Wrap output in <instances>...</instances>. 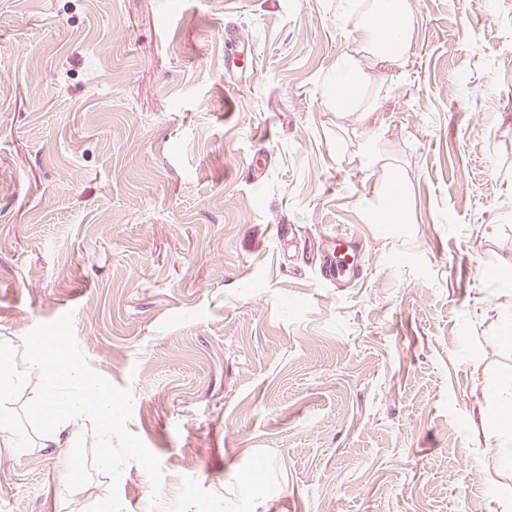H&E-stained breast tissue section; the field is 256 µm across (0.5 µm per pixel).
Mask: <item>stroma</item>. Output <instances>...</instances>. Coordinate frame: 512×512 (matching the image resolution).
Here are the masks:
<instances>
[{"label": "stroma", "instance_id": "1", "mask_svg": "<svg viewBox=\"0 0 512 512\" xmlns=\"http://www.w3.org/2000/svg\"><path fill=\"white\" fill-rule=\"evenodd\" d=\"M410 5L361 124L324 102L336 0H0V339L63 329L120 410L72 484L0 447V512H512V0ZM370 137L412 223L370 220ZM363 249V242L357 235L336 231L330 238L329 247L315 258L320 280L336 288L355 281L359 275Z\"/></svg>", "mask_w": 512, "mask_h": 512}]
</instances>
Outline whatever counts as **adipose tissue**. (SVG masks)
<instances>
[{
  "label": "adipose tissue",
  "mask_w": 512,
  "mask_h": 512,
  "mask_svg": "<svg viewBox=\"0 0 512 512\" xmlns=\"http://www.w3.org/2000/svg\"><path fill=\"white\" fill-rule=\"evenodd\" d=\"M335 19L353 34V47L344 52L325 83V100L337 112L365 122L380 109L378 69H404L413 42V15L408 0H336ZM361 164L380 181L379 200L371 213L376 224L410 221L408 188L403 177L380 165L371 145H364ZM25 364H18L13 347L0 344V446L29 447V436L12 410L15 394L31 378L41 381L32 403V416L42 425L39 447H75L78 422L95 421L101 433L98 462L112 464L110 437L117 407L106 388L68 355L63 340L29 347Z\"/></svg>",
  "instance_id": "1"
}]
</instances>
